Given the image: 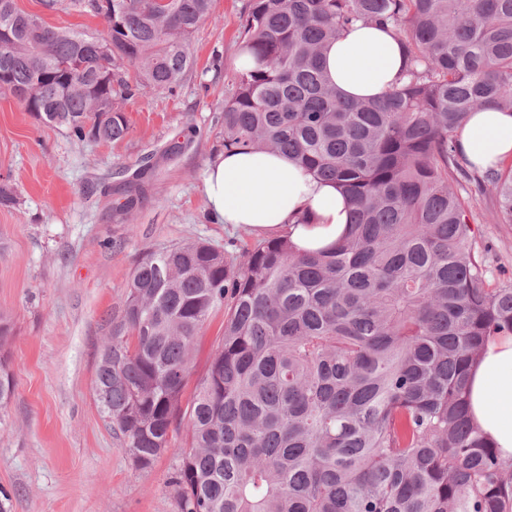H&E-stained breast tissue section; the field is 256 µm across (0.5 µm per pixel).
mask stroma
<instances>
[{
  "mask_svg": "<svg viewBox=\"0 0 512 512\" xmlns=\"http://www.w3.org/2000/svg\"><path fill=\"white\" fill-rule=\"evenodd\" d=\"M245 0H214L190 41L192 69L171 91L126 101L128 135L79 142L0 95V180L19 202L0 206V313L12 334L0 358L14 397L0 411V504L5 512H179L173 477L186 434L146 469L122 448L93 396L99 353L144 251L203 240L239 254L259 237L213 223L203 177L224 149V99L234 81ZM18 8L52 26L102 32V17ZM131 211H123L127 198ZM477 204L475 248L512 282V225ZM224 332L216 309L197 338L181 402L189 404Z\"/></svg>",
  "mask_w": 512,
  "mask_h": 512,
  "instance_id": "1",
  "label": "stroma"
}]
</instances>
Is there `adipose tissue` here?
Wrapping results in <instances>:
<instances>
[{
    "mask_svg": "<svg viewBox=\"0 0 512 512\" xmlns=\"http://www.w3.org/2000/svg\"><path fill=\"white\" fill-rule=\"evenodd\" d=\"M405 59L398 41L375 25L356 23L323 51L328 79L350 99L376 98L401 85ZM463 155L479 167L512 159V113L482 106L456 132ZM204 192L216 223L259 233L291 232L303 249L333 246L349 222L344 194L287 155L223 152L205 170ZM309 223H299L301 215ZM473 422L502 458H512V335L495 336L473 365L467 392Z\"/></svg>",
    "mask_w": 512,
    "mask_h": 512,
    "instance_id": "adipose-tissue-1",
    "label": "adipose tissue"
}]
</instances>
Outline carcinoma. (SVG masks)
<instances>
[{
	"instance_id": "cac0c4a2",
	"label": "carcinoma",
	"mask_w": 512,
	"mask_h": 512,
	"mask_svg": "<svg viewBox=\"0 0 512 512\" xmlns=\"http://www.w3.org/2000/svg\"><path fill=\"white\" fill-rule=\"evenodd\" d=\"M93 13L90 0H43ZM213 0H112L98 34L0 8V92L79 142L121 140V103L170 90ZM357 21L392 31L406 81L340 96L321 51ZM224 150L264 148L332 181L350 207L336 245L290 236L234 256L203 241L146 251L103 342L95 401L141 468L183 428L180 512H512V460L467 406L470 366L512 335V283L473 246L477 200L512 224V164L480 170L455 130L486 103L512 111V0H246ZM140 69L132 85L101 72ZM224 335L187 410L199 333ZM0 368V410L14 395Z\"/></svg>"
}]
</instances>
